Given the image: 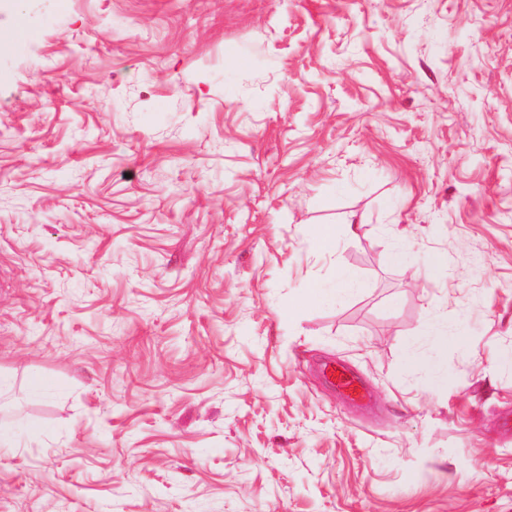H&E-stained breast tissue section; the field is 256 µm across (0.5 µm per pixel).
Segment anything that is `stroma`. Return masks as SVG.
<instances>
[{
	"mask_svg": "<svg viewBox=\"0 0 512 512\" xmlns=\"http://www.w3.org/2000/svg\"><path fill=\"white\" fill-rule=\"evenodd\" d=\"M22 24L0 512H512V0H0ZM321 373L326 382L336 389L343 397L352 402H362L366 398L359 381L345 367L335 362H325Z\"/></svg>",
	"mask_w": 512,
	"mask_h": 512,
	"instance_id": "35a3bbf8",
	"label": "stroma"
}]
</instances>
